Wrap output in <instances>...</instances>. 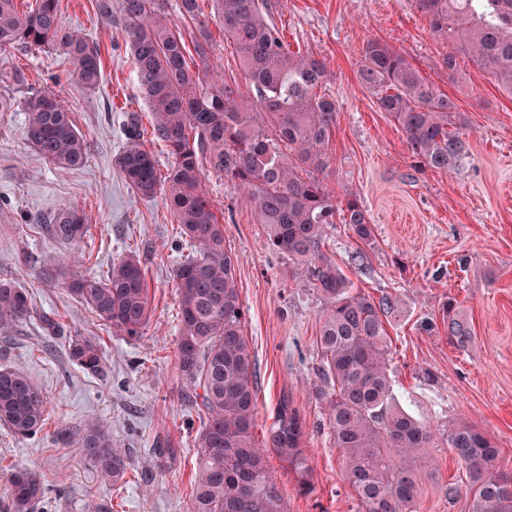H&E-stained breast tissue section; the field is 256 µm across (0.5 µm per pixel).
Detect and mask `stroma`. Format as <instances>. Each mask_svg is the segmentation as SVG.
<instances>
[{"label":"stroma","mask_w":512,"mask_h":512,"mask_svg":"<svg viewBox=\"0 0 512 512\" xmlns=\"http://www.w3.org/2000/svg\"><path fill=\"white\" fill-rule=\"evenodd\" d=\"M271 2V19L291 51L326 62V88L338 112L325 181L339 198L362 202L375 238L362 244L348 225L335 224L324 251L355 291L399 299L386 319L396 400L435 428L456 419L475 423L500 448V468L512 470V92L466 58L449 77L440 64L443 49L412 0ZM199 5L210 33V71L250 102L252 87L212 0ZM60 18L97 43L98 89L77 86L60 52L0 53V68L26 76L21 86L0 83V95L14 103L12 111L0 112V280L25 288L37 311L27 323L0 327V367L26 372L50 410L32 437L0 427V512H9L8 480L21 467L45 486L34 512H88L99 501L111 503L112 512H188L201 417L185 398L177 366L180 299L170 271L191 248L163 194L140 197L114 164L129 117L150 120L120 25L101 18L94 0H60ZM371 37L392 45L456 103L467 132L455 170L413 168L401 130L357 77L358 52ZM42 90L63 97L89 143L83 167L58 168L27 141L26 103ZM203 182L238 257L244 333L257 358L255 437L263 439L285 400L304 426L309 493L299 492L275 453L267 455L287 512H358L324 425V405L313 395L315 336L326 303L270 246L235 181L207 169ZM69 206L87 224L74 244L57 241L48 226ZM129 256L145 271L152 309L134 337L104 326L69 292L73 274L103 278ZM451 297L473 333L463 349L449 342L442 324L441 307ZM78 336L99 344L103 372L88 373L69 359V343ZM92 420L109 425L131 458L121 485L74 451L75 438ZM429 454L417 512H467L465 498L445 493L463 477L456 454L444 443Z\"/></svg>","instance_id":"35a3bbf8"}]
</instances>
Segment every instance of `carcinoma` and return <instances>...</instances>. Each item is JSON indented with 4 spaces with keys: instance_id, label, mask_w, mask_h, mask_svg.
Segmentation results:
<instances>
[{
    "instance_id": "carcinoma-1",
    "label": "carcinoma",
    "mask_w": 512,
    "mask_h": 512,
    "mask_svg": "<svg viewBox=\"0 0 512 512\" xmlns=\"http://www.w3.org/2000/svg\"><path fill=\"white\" fill-rule=\"evenodd\" d=\"M36 2L34 10L21 12L17 0H0V49H59L74 65V81L85 90L96 89L101 79L98 45L61 24L59 0ZM213 2L224 37L232 41L253 85L251 104L239 101L236 88L221 76L203 85L199 73L207 69L208 46L198 0H177L180 18L196 25L194 32L169 17L168 0L95 3L101 16L124 28L152 136L172 157L161 173L133 120L115 165L143 197L165 189L175 222L194 249L171 270L181 303L178 369L191 391L189 401L206 417L195 438L190 512H285L266 448L288 463L300 491L311 488L304 428L288 401L281 402L264 446L255 439L257 362L243 333L235 288L238 258L206 196L204 164L245 189L273 248L288 256L297 277L326 302L315 337L320 384L313 393L325 404L332 447L342 456L359 512H416L418 465L425 449L440 439L455 451L466 474L465 486L448 485V498L465 495L468 512H512V473L498 469L500 449L477 425L455 420L434 429L396 403L384 318L397 307V298L385 295L376 301L354 291L321 250L328 225L336 222L349 225L366 245L374 238V224L360 200H341L321 178L337 112L336 99L324 91L325 62L288 49L271 21V0ZM413 5L443 43L448 76L455 75L460 58L468 57L478 71L512 90V0H413ZM188 36L201 65L197 70L186 58ZM358 75L379 111L401 128L415 167L445 172L457 166L465 143L462 123L452 120L457 105L448 94L375 37L359 50ZM27 112V139L41 157L64 169L85 164L86 142L59 94L30 98ZM51 224L63 243L85 232L69 207ZM70 291L104 325L127 336L138 335L150 319L145 273L133 257L113 265L105 279L74 275ZM31 313L26 290L0 282V326ZM442 323L454 345L471 343V326L452 298L443 305ZM68 351L82 369L102 371L95 341L73 339ZM48 415L46 397L24 372L0 368L1 425L27 438L41 430ZM74 445L112 484L125 482L130 458L116 447L107 426L89 423ZM42 493L35 474L20 470L11 475L8 495L14 512H31Z\"/></svg>"
}]
</instances>
